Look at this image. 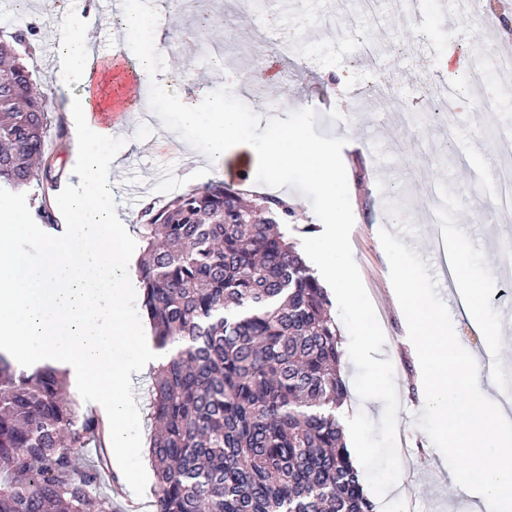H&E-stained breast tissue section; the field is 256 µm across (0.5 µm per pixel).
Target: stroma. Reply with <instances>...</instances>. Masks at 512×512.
Here are the masks:
<instances>
[{
    "instance_id": "35a3bbf8",
    "label": "stroma",
    "mask_w": 512,
    "mask_h": 512,
    "mask_svg": "<svg viewBox=\"0 0 512 512\" xmlns=\"http://www.w3.org/2000/svg\"><path fill=\"white\" fill-rule=\"evenodd\" d=\"M197 14L175 10L166 20L167 30H197L201 33V49L191 54L166 55V68L156 76L161 86H168L174 73H181L194 84L205 85L207 91L223 87L221 70L211 67L202 49L213 41H222L230 58L246 66L254 49L271 55L275 46L256 38L252 27L241 25V12L229 16L228 26H201L200 20L216 12L223 0H200ZM486 22L479 14L458 12L455 0H427L428 11L422 22L411 29L377 25L365 21V37L375 49V61L385 63L401 98L414 115L424 112L417 100V87L429 77L446 79L459 92V115L446 128L430 123L414 122L411 128L391 125L389 100L374 97L358 104L340 98L338 84L357 86L360 71L350 67L357 46L350 35L334 37L320 21L328 18L343 23L339 0H296L285 8L284 0H268L266 9L277 17H288L303 33L300 58L291 62L288 77L281 87H267L277 117L295 109L313 108L317 98L330 99V106L317 115L315 130L325 136L345 137L342 150L355 224L351 247L365 289L375 310L385 322L382 326L386 343L383 358L397 363L395 382L400 409L398 434L412 448L410 465L402 467L400 479L388 491L387 500L404 497L406 506L416 512H481L482 503L471 498L458 500L455 486L449 479L450 468L443 456L433 451L428 436L418 428L416 416L422 406L416 388V368L406 344L407 324L395 307L389 293V263L379 241L381 224H388L389 215H397L396 224H388L391 234L412 247L429 265V273L438 280V292L447 304L453 321L463 319V300L456 285L442 279L441 265L432 252L427 236L430 199L440 186H447L460 196L464 208L457 215L458 226L464 229L474 246L480 247L487 264L496 268L500 239L512 237V208H498L492 194L473 196L468 188L470 169L492 175L504 157L505 143H512V95L503 94L504 86H512V74L494 72L493 81L484 89L481 99L469 95V84L477 69H490L498 54V46L512 29L503 27L504 19H512V8H504V0H485ZM45 0H31L30 15L39 27V34L27 64L43 94L53 102L56 115L65 116L68 94L83 95L84 86L65 85V77L56 68V45L51 31L60 23L58 13L44 9ZM160 119H153L146 131L136 123L121 121L119 135L138 133L136 149L123 152L120 183L113 190L119 213L137 215L144 198L164 203L168 184L180 190L204 185L216 178L240 189L245 195L260 192L276 194L288 201L298 226L317 224L318 218L304 196L290 187L271 189L256 183L255 158L225 160L223 172H215L206 156L189 149L181 137L158 141ZM429 173L423 183H415L416 170Z\"/></svg>"
}]
</instances>
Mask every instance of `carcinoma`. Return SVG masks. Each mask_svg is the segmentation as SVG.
<instances>
[{
  "label": "carcinoma",
  "instance_id": "1",
  "mask_svg": "<svg viewBox=\"0 0 512 512\" xmlns=\"http://www.w3.org/2000/svg\"><path fill=\"white\" fill-rule=\"evenodd\" d=\"M0 72V187L29 193L57 230L38 194L62 175L45 150L51 108L6 43ZM291 214L217 180L137 215L142 310L156 345H176L149 386L155 512H373L336 416L347 397L336 315L288 237ZM92 443L105 447L103 422L60 372H19L0 350V512H112L105 458L75 462Z\"/></svg>",
  "mask_w": 512,
  "mask_h": 512
}]
</instances>
